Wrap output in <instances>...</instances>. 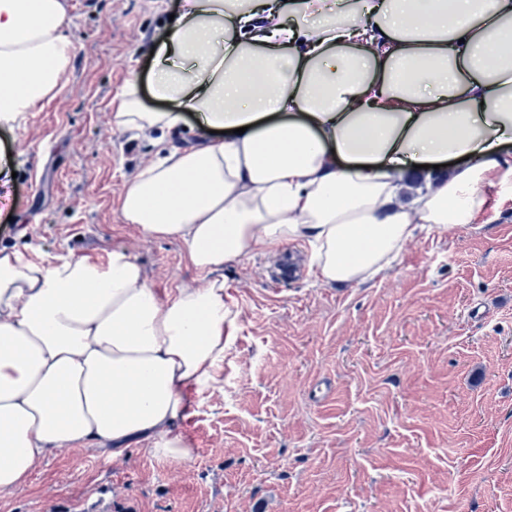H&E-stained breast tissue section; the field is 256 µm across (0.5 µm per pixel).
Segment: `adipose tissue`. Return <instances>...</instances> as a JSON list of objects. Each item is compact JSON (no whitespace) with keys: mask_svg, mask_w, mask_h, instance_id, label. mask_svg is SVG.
<instances>
[{"mask_svg":"<svg viewBox=\"0 0 512 512\" xmlns=\"http://www.w3.org/2000/svg\"><path fill=\"white\" fill-rule=\"evenodd\" d=\"M65 20V0H0V126L59 93ZM166 31L152 93L172 110L132 84L112 115L157 149L122 212L207 279L163 297L124 247L0 250V490L90 441L191 460L174 427L222 382L226 264L300 241L323 282H361L418 225L512 201V0H183ZM185 112L197 143L181 149Z\"/></svg>","mask_w":512,"mask_h":512,"instance_id":"1","label":"adipose tissue"}]
</instances>
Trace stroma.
Listing matches in <instances>:
<instances>
[{
    "label": "stroma",
    "mask_w": 512,
    "mask_h": 512,
    "mask_svg": "<svg viewBox=\"0 0 512 512\" xmlns=\"http://www.w3.org/2000/svg\"><path fill=\"white\" fill-rule=\"evenodd\" d=\"M181 0H67L76 50L53 99L0 127L15 171L0 249L33 260L127 248L160 295L206 279L181 241L126 223L127 177L149 141L112 128L150 95L151 48ZM224 382L188 395L189 463L94 443L38 460L0 512L110 495L113 512H512V203L424 229L358 285L313 274L307 246L226 265Z\"/></svg>",
    "instance_id": "35a3bbf8"
}]
</instances>
